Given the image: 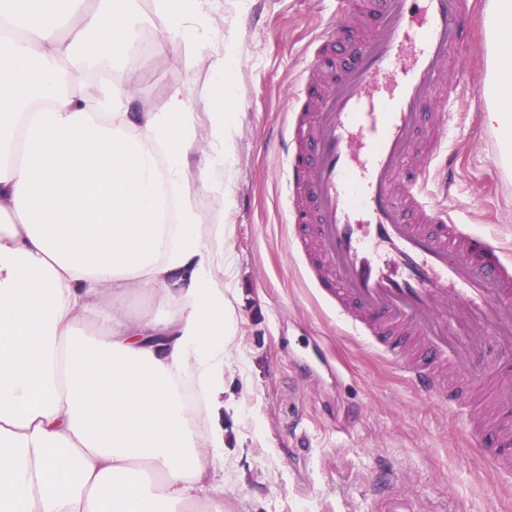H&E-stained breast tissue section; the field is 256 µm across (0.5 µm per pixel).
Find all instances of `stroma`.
<instances>
[{"mask_svg": "<svg viewBox=\"0 0 512 512\" xmlns=\"http://www.w3.org/2000/svg\"><path fill=\"white\" fill-rule=\"evenodd\" d=\"M370 2L218 0L202 40L170 43L148 62L125 54L111 63L112 87L136 85L131 111H162L181 87L191 111L205 112L214 76L198 57L218 58L228 37L240 42L225 102L239 124L232 206L220 216L207 196L198 199L203 223L223 218L234 260L238 352L226 370L224 512H377L371 489L390 472L410 512H512V483L478 454H459L457 415L351 336L287 246L281 146L294 90L312 56L320 73L337 78L360 45ZM331 22L345 50L315 53L316 35ZM448 70L464 89L447 135L454 175L445 185L431 169L428 190L455 223L491 234L512 254V178L495 161L486 120L483 25L465 36Z\"/></svg>", "mask_w": 512, "mask_h": 512, "instance_id": "1", "label": "stroma"}]
</instances>
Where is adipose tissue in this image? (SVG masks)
Returning <instances> with one entry per match:
<instances>
[{"mask_svg":"<svg viewBox=\"0 0 512 512\" xmlns=\"http://www.w3.org/2000/svg\"><path fill=\"white\" fill-rule=\"evenodd\" d=\"M208 0H154L157 49L204 28ZM133 0H0V512H224L225 369L235 315L222 223L238 127L223 109L235 40L212 62L210 112L184 89L133 112L82 62L112 59ZM512 0H489L483 96L512 167ZM202 154H195L196 144ZM133 292L164 313L126 316ZM111 315L95 335L77 326Z\"/></svg>","mask_w":512,"mask_h":512,"instance_id":"obj_1","label":"adipose tissue"}]
</instances>
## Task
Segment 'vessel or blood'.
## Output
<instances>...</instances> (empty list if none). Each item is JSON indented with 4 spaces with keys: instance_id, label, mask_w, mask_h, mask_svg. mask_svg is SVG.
<instances>
[{
    "instance_id": "vessel-or-blood-1",
    "label": "vessel or blood",
    "mask_w": 512,
    "mask_h": 512,
    "mask_svg": "<svg viewBox=\"0 0 512 512\" xmlns=\"http://www.w3.org/2000/svg\"><path fill=\"white\" fill-rule=\"evenodd\" d=\"M476 0H377L378 21L326 92L296 91L284 137L289 243L313 288L353 335L448 403L466 438L512 477V260L453 223L405 174L443 68Z\"/></svg>"
}]
</instances>
